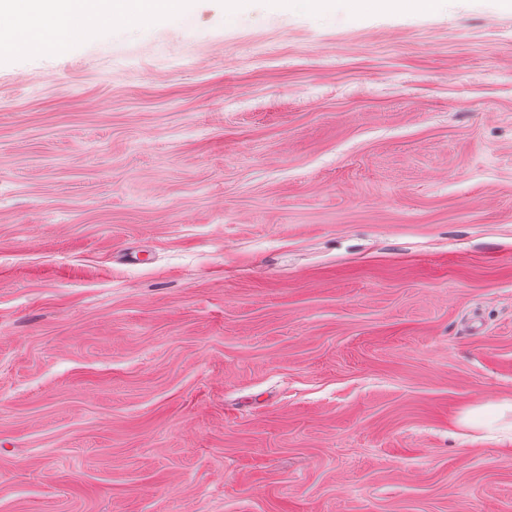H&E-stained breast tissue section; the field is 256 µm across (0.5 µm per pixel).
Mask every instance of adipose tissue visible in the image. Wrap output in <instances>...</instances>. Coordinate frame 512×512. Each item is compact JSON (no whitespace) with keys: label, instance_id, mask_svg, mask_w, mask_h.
I'll list each match as a JSON object with an SVG mask.
<instances>
[{"label":"adipose tissue","instance_id":"ef3b65f1","mask_svg":"<svg viewBox=\"0 0 512 512\" xmlns=\"http://www.w3.org/2000/svg\"><path fill=\"white\" fill-rule=\"evenodd\" d=\"M192 0H0V55L57 47L91 33L95 19L134 26L158 18H191Z\"/></svg>","mask_w":512,"mask_h":512}]
</instances>
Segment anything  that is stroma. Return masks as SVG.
<instances>
[{
	"label": "stroma",
	"instance_id": "1",
	"mask_svg": "<svg viewBox=\"0 0 512 512\" xmlns=\"http://www.w3.org/2000/svg\"><path fill=\"white\" fill-rule=\"evenodd\" d=\"M510 400L499 0L0 57V512H512Z\"/></svg>",
	"mask_w": 512,
	"mask_h": 512
}]
</instances>
